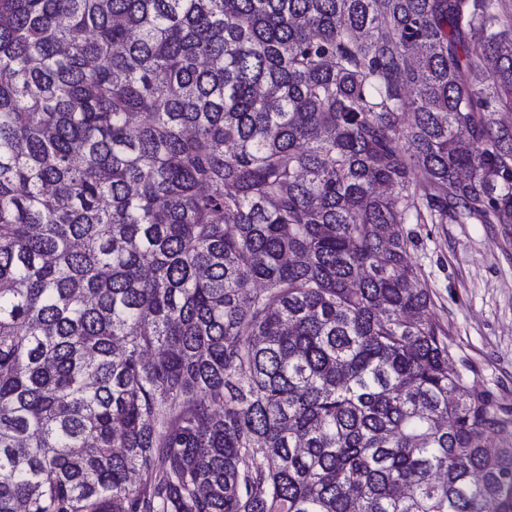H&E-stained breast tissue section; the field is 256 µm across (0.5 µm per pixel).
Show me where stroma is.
<instances>
[{"instance_id": "1", "label": "stroma", "mask_w": 512, "mask_h": 512, "mask_svg": "<svg viewBox=\"0 0 512 512\" xmlns=\"http://www.w3.org/2000/svg\"><path fill=\"white\" fill-rule=\"evenodd\" d=\"M454 367L512 415V224H408Z\"/></svg>"}]
</instances>
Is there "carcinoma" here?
<instances>
[{
  "label": "carcinoma",
  "mask_w": 512,
  "mask_h": 512,
  "mask_svg": "<svg viewBox=\"0 0 512 512\" xmlns=\"http://www.w3.org/2000/svg\"><path fill=\"white\" fill-rule=\"evenodd\" d=\"M502 111L509 0H0V512H512L402 231Z\"/></svg>",
  "instance_id": "carcinoma-1"
}]
</instances>
